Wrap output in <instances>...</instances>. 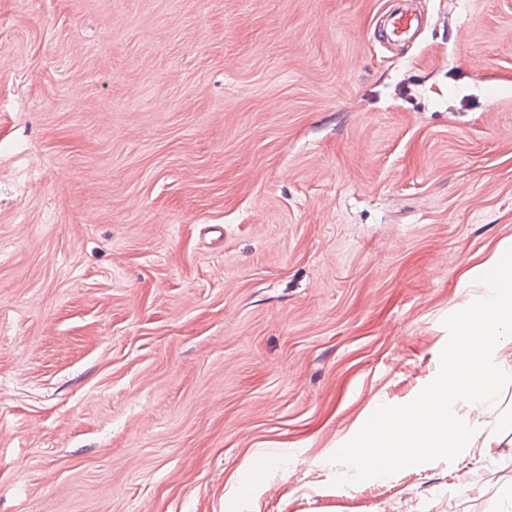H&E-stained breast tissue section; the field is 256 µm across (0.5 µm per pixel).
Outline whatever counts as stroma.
Returning <instances> with one entry per match:
<instances>
[{"label":"stroma","mask_w":512,"mask_h":512,"mask_svg":"<svg viewBox=\"0 0 512 512\" xmlns=\"http://www.w3.org/2000/svg\"><path fill=\"white\" fill-rule=\"evenodd\" d=\"M416 6L0 0V512H512V385L332 460L512 241V0Z\"/></svg>","instance_id":"stroma-1"}]
</instances>
